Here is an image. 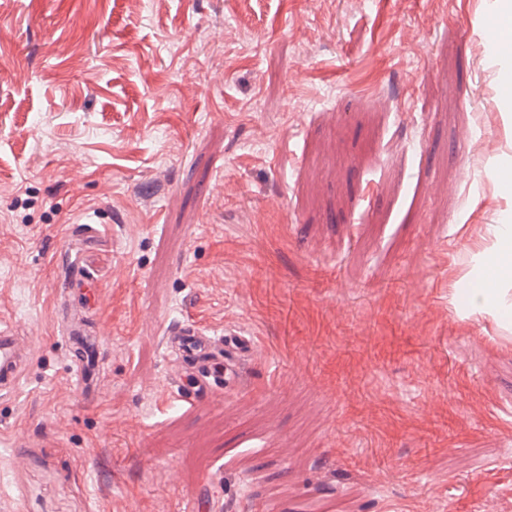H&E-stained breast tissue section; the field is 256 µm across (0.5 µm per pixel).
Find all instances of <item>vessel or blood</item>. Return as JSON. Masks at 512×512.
Returning <instances> with one entry per match:
<instances>
[{"mask_svg":"<svg viewBox=\"0 0 512 512\" xmlns=\"http://www.w3.org/2000/svg\"><path fill=\"white\" fill-rule=\"evenodd\" d=\"M66 334L70 356L76 363L78 384L86 395H93L94 368L102 358V347L90 336L82 321L72 322ZM164 347L178 352L191 371L192 388L184 387L182 377L174 379L176 400L183 405L217 392L225 379L235 378L236 358L256 353V344L251 337L237 331L218 333L193 317L184 318L166 329ZM21 374L13 328L0 322V395L13 393Z\"/></svg>","mask_w":512,"mask_h":512,"instance_id":"obj_1","label":"vessel or blood"}]
</instances>
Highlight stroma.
I'll return each mask as SVG.
<instances>
[{
  "label": "stroma",
  "mask_w": 512,
  "mask_h": 512,
  "mask_svg": "<svg viewBox=\"0 0 512 512\" xmlns=\"http://www.w3.org/2000/svg\"><path fill=\"white\" fill-rule=\"evenodd\" d=\"M495 0H0V512H512ZM97 234L78 239V215ZM93 264L82 394L55 304ZM255 336L170 404L185 315ZM487 234L483 241L490 246H483V253L492 256L485 263L483 279L471 289L470 303L472 308L511 321L512 304L500 303V286L512 279V225L488 224ZM12 326L0 322V395L13 393L22 374Z\"/></svg>",
  "instance_id": "35a3bbf8"
}]
</instances>
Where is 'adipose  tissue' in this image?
Instances as JSON below:
<instances>
[{
	"label": "adipose tissue",
	"instance_id": "1",
	"mask_svg": "<svg viewBox=\"0 0 512 512\" xmlns=\"http://www.w3.org/2000/svg\"><path fill=\"white\" fill-rule=\"evenodd\" d=\"M489 259L480 282L471 289L472 308L503 319L512 318V305L500 302V287L512 280V225L491 224L487 227Z\"/></svg>",
	"mask_w": 512,
	"mask_h": 512
}]
</instances>
